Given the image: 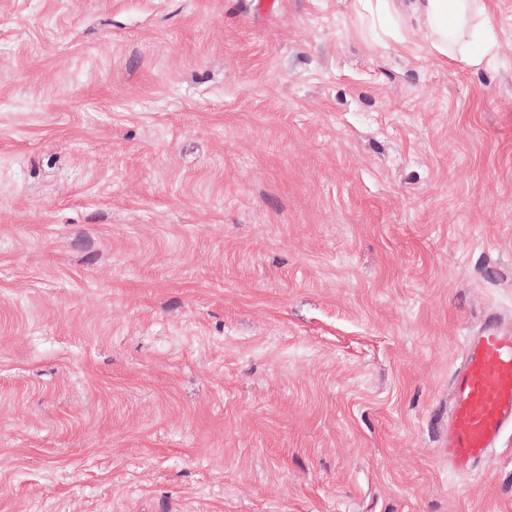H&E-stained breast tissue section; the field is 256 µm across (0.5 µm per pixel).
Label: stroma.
Masks as SVG:
<instances>
[{"mask_svg": "<svg viewBox=\"0 0 512 512\" xmlns=\"http://www.w3.org/2000/svg\"><path fill=\"white\" fill-rule=\"evenodd\" d=\"M495 55L367 0H0V512H512L448 468L512 329ZM450 383L448 468L472 476L502 433L512 428V333L488 321L468 336Z\"/></svg>", "mask_w": 512, "mask_h": 512, "instance_id": "stroma-1", "label": "stroma"}]
</instances>
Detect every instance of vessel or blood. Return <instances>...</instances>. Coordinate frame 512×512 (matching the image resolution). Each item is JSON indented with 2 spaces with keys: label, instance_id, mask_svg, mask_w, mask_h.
<instances>
[{
  "label": "vessel or blood",
  "instance_id": "b4317fda",
  "mask_svg": "<svg viewBox=\"0 0 512 512\" xmlns=\"http://www.w3.org/2000/svg\"><path fill=\"white\" fill-rule=\"evenodd\" d=\"M451 387L448 466L472 476L512 428V333L490 321L468 336Z\"/></svg>",
  "mask_w": 512,
  "mask_h": 512
}]
</instances>
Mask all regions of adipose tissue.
I'll use <instances>...</instances> for the list:
<instances>
[{"instance_id":"obj_1","label":"adipose tissue","mask_w":512,"mask_h":512,"mask_svg":"<svg viewBox=\"0 0 512 512\" xmlns=\"http://www.w3.org/2000/svg\"><path fill=\"white\" fill-rule=\"evenodd\" d=\"M405 10L423 19L441 54L461 47L478 65L497 46L492 13L483 0H406Z\"/></svg>"}]
</instances>
